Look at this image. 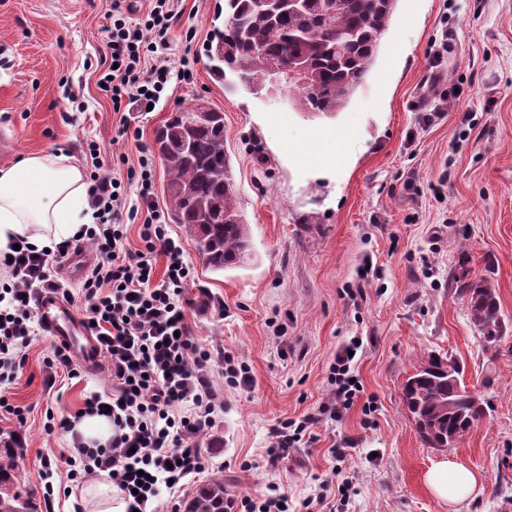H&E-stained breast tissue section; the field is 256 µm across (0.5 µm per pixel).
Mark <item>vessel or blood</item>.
<instances>
[{
    "label": "vessel or blood",
    "instance_id": "vessel-or-blood-1",
    "mask_svg": "<svg viewBox=\"0 0 512 512\" xmlns=\"http://www.w3.org/2000/svg\"><path fill=\"white\" fill-rule=\"evenodd\" d=\"M42 330L55 344L68 348L86 368H96L101 359V346L83 318L51 291L42 292L36 303Z\"/></svg>",
    "mask_w": 512,
    "mask_h": 512
}]
</instances>
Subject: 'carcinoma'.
<instances>
[{"mask_svg": "<svg viewBox=\"0 0 512 512\" xmlns=\"http://www.w3.org/2000/svg\"><path fill=\"white\" fill-rule=\"evenodd\" d=\"M398 0H305L301 12H269L258 0H224V20L206 43L211 69L233 74L246 87L260 85L274 67L304 62L310 74L309 112L343 110L366 79L380 39ZM210 103L197 98L178 109L156 132L155 149L166 163L162 194L168 223L179 224L194 240L213 272L237 267L250 251L249 233L224 149V119L188 127L182 119ZM187 142L186 158H174ZM468 316L490 345L504 336L495 289L469 283ZM464 366L454 358L419 363L403 386V399L416 431L430 448H450L455 437L486 416L487 405L475 402L464 383ZM15 449L0 448V510L38 512L33 501L13 491ZM186 512H224V480L199 488Z\"/></svg>", "mask_w": 512, "mask_h": 512, "instance_id": "carcinoma-1", "label": "carcinoma"}]
</instances>
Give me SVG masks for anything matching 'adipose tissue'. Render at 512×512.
I'll return each instance as SVG.
<instances>
[{"label": "adipose tissue", "mask_w": 512, "mask_h": 512, "mask_svg": "<svg viewBox=\"0 0 512 512\" xmlns=\"http://www.w3.org/2000/svg\"><path fill=\"white\" fill-rule=\"evenodd\" d=\"M93 221L85 177L65 156L31 154L0 167L1 252L22 237L36 248L51 247ZM426 483L436 497L458 504L476 496L481 479L466 464L448 459L429 470Z\"/></svg>", "instance_id": "ef3b65f1"}]
</instances>
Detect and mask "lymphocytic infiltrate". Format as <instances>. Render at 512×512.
Returning <instances> with one entry per match:
<instances>
[{"label":"lymphocytic infiltrate","instance_id":"obj_1","mask_svg":"<svg viewBox=\"0 0 512 512\" xmlns=\"http://www.w3.org/2000/svg\"><path fill=\"white\" fill-rule=\"evenodd\" d=\"M179 2L150 0L141 22L130 24L124 17L129 4L112 0L107 46L113 67L103 81L114 107L146 109L160 102L172 80L188 76L189 61L172 63L159 45L181 16ZM136 177L141 207L128 205L120 178L92 171L88 193L96 224L49 252L24 241L0 255V269L9 275L0 286V382L13 380L17 360L30 344L37 294L48 289L69 303L81 299L112 378L111 392L92 394L85 409L111 421L112 438L96 448L74 439L65 458L66 477L78 483L107 473L129 512H148L162 493L177 494L204 472L203 454L190 440L223 415L225 387L248 386L251 377L233 356L213 354L195 340L186 318L190 269L166 230L164 214L152 204L151 158L140 156ZM138 218L143 245L131 249L124 243L123 226ZM86 241L95 247L96 259L76 295L56 280L55 272ZM161 256L167 265L158 280L155 263ZM359 347L355 339L337 354L332 389L318 415L274 430L266 451L270 462L286 459L316 420L336 419L350 408L360 391L352 380V354Z\"/></svg>","mask_w":512,"mask_h":512}]
</instances>
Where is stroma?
<instances>
[{
  "label": "stroma",
  "mask_w": 512,
  "mask_h": 512,
  "mask_svg": "<svg viewBox=\"0 0 512 512\" xmlns=\"http://www.w3.org/2000/svg\"><path fill=\"white\" fill-rule=\"evenodd\" d=\"M217 0H182L167 35L172 62L195 60L154 111L131 110L138 140L118 135L120 116L101 87L112 0H0V166L19 155L59 152L82 172L97 148L104 173L127 174L174 112L202 97L223 112L250 255L211 272L176 224L169 234L192 276L188 323L199 345L244 363L248 388H225L224 414L195 437L208 466L186 485L220 477L233 499L277 486L293 504L345 484L335 512H512V0H398L369 75L345 110L305 112L279 96L218 79L202 58ZM456 50L446 80L464 92L427 127L414 108L444 33ZM494 110H485L487 97ZM412 189H404L406 178ZM490 278L506 333L486 343L470 324L459 280ZM362 346V390L349 411L321 422L277 466L265 451L280 423L317 413L336 354ZM54 343L42 329L18 377L0 395L27 408L26 424L0 420L15 450L16 490L40 512H91L81 487L41 501L45 459L72 446L50 417L76 413L111 391L102 370L48 385ZM466 364L491 410L452 448L425 446L402 388L427 356ZM342 448V457L330 454ZM476 469L474 500L451 504L426 485L438 462Z\"/></svg>",
  "instance_id": "obj_1"
}]
</instances>
